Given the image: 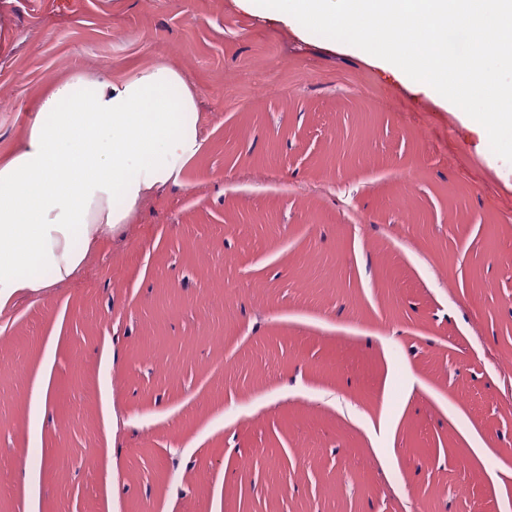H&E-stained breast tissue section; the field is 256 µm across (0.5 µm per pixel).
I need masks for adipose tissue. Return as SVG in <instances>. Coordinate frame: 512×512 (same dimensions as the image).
<instances>
[{"instance_id": "obj_1", "label": "adipose tissue", "mask_w": 512, "mask_h": 512, "mask_svg": "<svg viewBox=\"0 0 512 512\" xmlns=\"http://www.w3.org/2000/svg\"><path fill=\"white\" fill-rule=\"evenodd\" d=\"M206 141L196 90L167 63L48 84L0 156V309L73 278L103 235L179 182Z\"/></svg>"}]
</instances>
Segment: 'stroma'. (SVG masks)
<instances>
[{
    "label": "stroma",
    "mask_w": 512,
    "mask_h": 512,
    "mask_svg": "<svg viewBox=\"0 0 512 512\" xmlns=\"http://www.w3.org/2000/svg\"><path fill=\"white\" fill-rule=\"evenodd\" d=\"M0 11V153L76 68L169 63L208 134L0 311V512H512V185L470 131L234 0Z\"/></svg>",
    "instance_id": "1"
}]
</instances>
